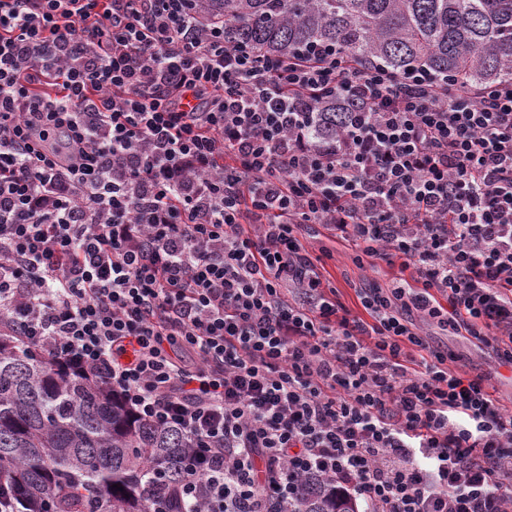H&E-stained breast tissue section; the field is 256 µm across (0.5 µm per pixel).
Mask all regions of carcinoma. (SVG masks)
I'll list each match as a JSON object with an SVG mask.
<instances>
[{
  "label": "carcinoma",
  "instance_id": "obj_1",
  "mask_svg": "<svg viewBox=\"0 0 512 512\" xmlns=\"http://www.w3.org/2000/svg\"><path fill=\"white\" fill-rule=\"evenodd\" d=\"M224 46L288 57L331 46L365 71L423 68L459 91L512 82V0H192ZM189 445L137 419L90 375L0 341V475L31 512H194L178 487ZM120 489H115V486ZM292 512H356L313 477Z\"/></svg>",
  "mask_w": 512,
  "mask_h": 512
}]
</instances>
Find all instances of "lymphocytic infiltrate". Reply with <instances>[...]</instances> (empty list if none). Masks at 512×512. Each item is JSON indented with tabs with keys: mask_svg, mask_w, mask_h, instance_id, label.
I'll use <instances>...</instances> for the list:
<instances>
[{
	"mask_svg": "<svg viewBox=\"0 0 512 512\" xmlns=\"http://www.w3.org/2000/svg\"><path fill=\"white\" fill-rule=\"evenodd\" d=\"M304 224L409 279L351 316ZM425 320L512 367V83L268 61L187 0H0V336L183 433L199 512H288L312 476L512 512V411Z\"/></svg>",
	"mask_w": 512,
	"mask_h": 512,
	"instance_id": "obj_1",
	"label": "lymphocytic infiltrate"
}]
</instances>
